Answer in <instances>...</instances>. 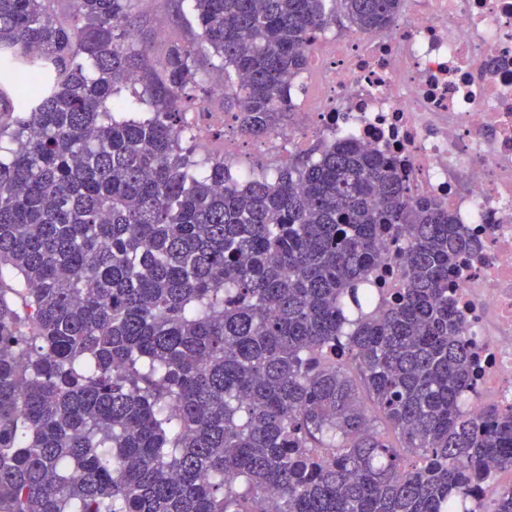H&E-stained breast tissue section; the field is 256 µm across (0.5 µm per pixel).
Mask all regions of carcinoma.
<instances>
[{
    "label": "carcinoma",
    "mask_w": 512,
    "mask_h": 512,
    "mask_svg": "<svg viewBox=\"0 0 512 512\" xmlns=\"http://www.w3.org/2000/svg\"><path fill=\"white\" fill-rule=\"evenodd\" d=\"M50 2L0 0V512H512L485 470L512 413L463 409L448 207L350 139L243 186L186 145L203 58L263 138L309 36L400 0H179L198 40L159 77L133 0ZM388 234L401 287L368 315Z\"/></svg>",
    "instance_id": "carcinoma-1"
}]
</instances>
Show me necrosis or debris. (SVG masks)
<instances>
[{"mask_svg":"<svg viewBox=\"0 0 512 512\" xmlns=\"http://www.w3.org/2000/svg\"><path fill=\"white\" fill-rule=\"evenodd\" d=\"M381 33L318 32L265 169L332 137L388 157L478 240L450 277L476 352L466 410H512V0H406Z\"/></svg>","mask_w":512,"mask_h":512,"instance_id":"1","label":"necrosis or debris"}]
</instances>
